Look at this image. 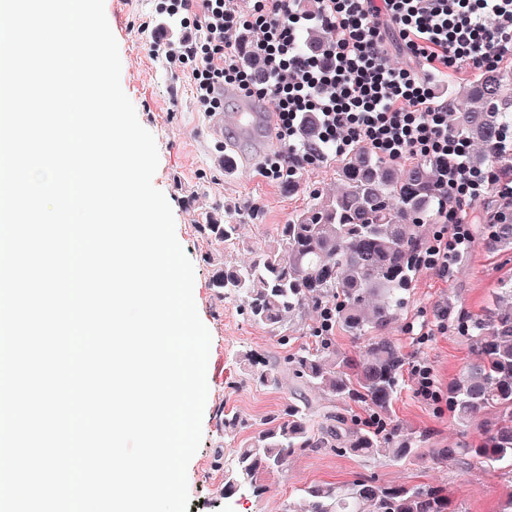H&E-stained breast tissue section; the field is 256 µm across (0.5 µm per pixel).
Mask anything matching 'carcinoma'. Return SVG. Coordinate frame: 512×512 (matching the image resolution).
Returning a JSON list of instances; mask_svg holds the SVG:
<instances>
[{
    "label": "carcinoma",
    "instance_id": "carcinoma-1",
    "mask_svg": "<svg viewBox=\"0 0 512 512\" xmlns=\"http://www.w3.org/2000/svg\"><path fill=\"white\" fill-rule=\"evenodd\" d=\"M512 127V72L486 73L463 91L457 127L475 145L471 161L492 171L497 185L512 184V153L493 145ZM336 193L317 197L281 227L275 244L248 262L226 267L219 261L215 286L242 298L250 321L272 330L313 307L320 316L311 342L300 345L274 370L251 354L264 386L290 378L299 404L288 415L266 422L238 451L236 467L224 476V492L256 488L262 472L278 470L296 452L341 449L362 456L394 459L420 456L417 440L387 429L383 415L397 393L404 366L400 348L377 335L407 307L426 237L438 208L435 167L418 162L397 176L387 161L356 148L338 170ZM501 199L492 202L488 223L471 224L472 237L497 250L512 251V211L500 221ZM201 232L233 244L238 225L209 218ZM366 341L358 355L336 346L335 331ZM456 330L475 358L448 387V405L457 423L475 428L477 440L457 448H434L436 461L474 459L512 474V274L501 278L484 310L461 311ZM326 392L336 400L363 405L367 420L325 413L322 421L308 398ZM285 512H462L438 487L382 485L359 479L347 485L306 488Z\"/></svg>",
    "mask_w": 512,
    "mask_h": 512
}]
</instances>
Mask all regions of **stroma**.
<instances>
[{
    "instance_id": "35a3bbf8",
    "label": "stroma",
    "mask_w": 512,
    "mask_h": 512,
    "mask_svg": "<svg viewBox=\"0 0 512 512\" xmlns=\"http://www.w3.org/2000/svg\"><path fill=\"white\" fill-rule=\"evenodd\" d=\"M158 4L159 0H105V13L119 45L122 89L140 123L156 139L159 166L153 183L172 207L177 238L195 268L197 309L212 338L203 439L187 469V512H283L288 501L307 487L362 478L383 485L440 486L461 503L463 512H499L512 493V478L472 460L441 463L431 458L430 449L457 446L462 435L451 411H438L417 397L409 369L414 361L427 362L440 390H447L473 357L468 343L453 330L436 333L422 344L405 332L409 322L433 321L437 307L450 301L473 312L485 307L499 278L512 272V254L481 242L471 245L467 267L453 269L448 278L420 270L407 308L386 331L401 347L407 368L385 418L420 439L422 458L400 461L386 455L308 450L293 454L281 470L261 473L258 491L225 496L224 471L234 464L238 449L263 428L266 419L284 415L295 402L289 382L276 389L259 386L243 354L278 364L293 351L281 344V336L305 335L318 317L305 311L280 331L253 323L240 298L218 295L214 259L220 256L225 264L234 265L276 239L280 225L290 222L313 196L335 192L340 161L327 159L300 170L289 181L260 176L258 167L267 147L225 143L194 97L187 76L149 52ZM209 213L235 219L238 246L223 252L200 235L198 226ZM232 416L242 424L231 432L225 430L224 421Z\"/></svg>"
}]
</instances>
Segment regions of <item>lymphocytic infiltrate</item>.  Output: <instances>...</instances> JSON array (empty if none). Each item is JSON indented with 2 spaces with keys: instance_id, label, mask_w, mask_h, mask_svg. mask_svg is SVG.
Wrapping results in <instances>:
<instances>
[{
  "instance_id": "f902f5d3",
  "label": "lymphocytic infiltrate",
  "mask_w": 512,
  "mask_h": 512,
  "mask_svg": "<svg viewBox=\"0 0 512 512\" xmlns=\"http://www.w3.org/2000/svg\"><path fill=\"white\" fill-rule=\"evenodd\" d=\"M162 0L151 52L188 74L207 112L224 109V89L270 104L281 153L263 177L350 154L357 146L392 162L435 165L440 209L420 266L447 277L472 238L468 209L493 182L474 166L468 138L448 122L439 84L512 58V0ZM319 52L301 48L315 28ZM411 60L395 65L387 39ZM315 139L307 141V119Z\"/></svg>"
}]
</instances>
